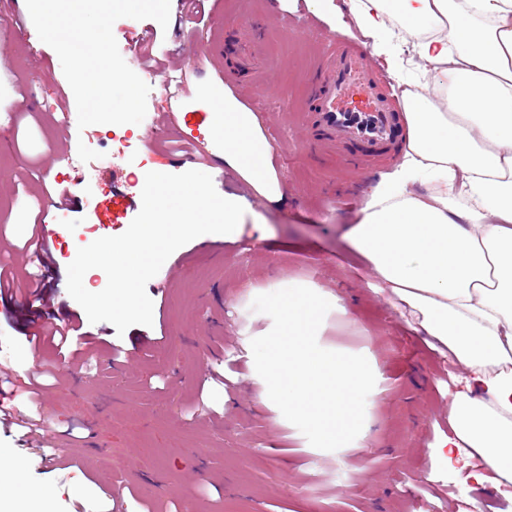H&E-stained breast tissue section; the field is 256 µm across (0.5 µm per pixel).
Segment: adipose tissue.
<instances>
[{
    "mask_svg": "<svg viewBox=\"0 0 512 512\" xmlns=\"http://www.w3.org/2000/svg\"><path fill=\"white\" fill-rule=\"evenodd\" d=\"M378 53L400 15L418 37L444 106L409 98L402 163L373 188L345 239L401 314L468 370L437 464L476 452L479 484L512 485V0H351ZM253 113L224 100V161L264 195L278 193ZM429 176L433 185L415 186Z\"/></svg>",
    "mask_w": 512,
    "mask_h": 512,
    "instance_id": "adipose-tissue-1",
    "label": "adipose tissue"
}]
</instances>
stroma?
Masks as SVG:
<instances>
[{
	"mask_svg": "<svg viewBox=\"0 0 512 512\" xmlns=\"http://www.w3.org/2000/svg\"><path fill=\"white\" fill-rule=\"evenodd\" d=\"M268 2L207 0L200 17L171 0L168 28L151 19L115 22L121 46L134 29L156 35L153 55L166 73L149 79L147 110L168 124L155 139L131 125L134 150L116 158L102 125L67 141L77 107L59 57L39 39L23 0H0V32L12 34L9 66L0 71V114L11 115L0 129V268L19 277L40 271L24 246L43 229L53 272L39 310L70 316L95 339L89 361L60 360L48 339L32 343L18 315L22 298L0 301V371L16 388L17 408L34 406L27 398L34 367L56 365L54 384L34 406L40 430L26 435L0 422V448L12 449L52 512H83L89 501L99 512H512V497L443 474L431 457L452 432L450 404L464 369L376 291L344 238L375 176L341 171L335 157L301 138L309 85L326 51L321 30L349 32L352 14L336 13L340 0H279L273 11ZM263 14L271 21L262 48L272 60L270 92L235 64L237 32ZM285 21L298 33L282 41ZM173 76L182 93L167 91ZM228 95L255 114L284 199L258 193L225 167ZM217 166L225 192L248 200L241 238L202 235L173 252L147 284L151 326L120 335L110 323H89L66 288L79 230L125 232L141 209L147 172ZM86 172L90 207H73L55 223L44 211L48 192L74 190ZM258 218L267 226L261 240L252 230ZM280 277L338 297L319 343L368 356L379 374L366 400L367 436L335 451L311 446L249 376L246 348L272 324L251 305Z\"/></svg>",
	"mask_w": 512,
	"mask_h": 512,
	"instance_id": "1",
	"label": "stroma"
}]
</instances>
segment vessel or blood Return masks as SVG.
Wrapping results in <instances>:
<instances>
[{
    "label": "vessel or blood",
    "instance_id": "vessel-or-blood-1",
    "mask_svg": "<svg viewBox=\"0 0 512 512\" xmlns=\"http://www.w3.org/2000/svg\"><path fill=\"white\" fill-rule=\"evenodd\" d=\"M259 45L257 26L240 31L237 63L263 75L268 67L257 62ZM330 45L307 101L308 133L324 152L363 170L405 142V119L387 94L397 81L389 74L375 73L358 42L343 41L334 34Z\"/></svg>",
    "mask_w": 512,
    "mask_h": 512
}]
</instances>
